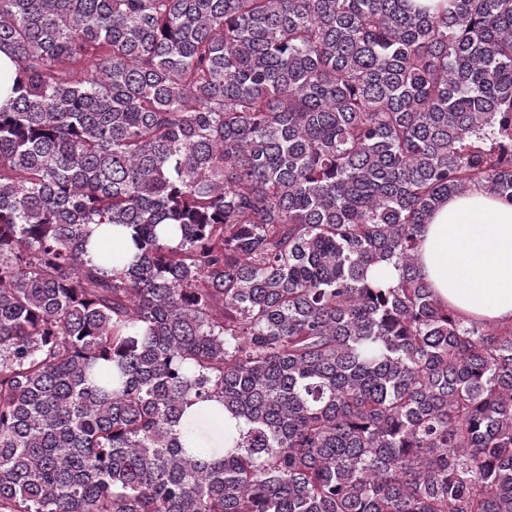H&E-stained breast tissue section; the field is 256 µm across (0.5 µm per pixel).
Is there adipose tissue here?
<instances>
[{"label": "adipose tissue", "instance_id": "adipose-tissue-1", "mask_svg": "<svg viewBox=\"0 0 512 512\" xmlns=\"http://www.w3.org/2000/svg\"><path fill=\"white\" fill-rule=\"evenodd\" d=\"M417 267L436 298L465 318L512 321V203L476 189L443 200Z\"/></svg>", "mask_w": 512, "mask_h": 512}]
</instances>
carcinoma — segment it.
<instances>
[{"label": "carcinoma", "mask_w": 512, "mask_h": 512, "mask_svg": "<svg viewBox=\"0 0 512 512\" xmlns=\"http://www.w3.org/2000/svg\"><path fill=\"white\" fill-rule=\"evenodd\" d=\"M1 48L0 512H512V322L416 265L512 201V0H0ZM216 411L210 410V407L196 403L190 405L186 408L185 414L181 420V425L184 430H190L193 435L189 437L186 442V447L188 452L192 453L195 451V448L198 447V429L196 428L200 425L202 428H205L207 422L211 420V415Z\"/></svg>", "instance_id": "obj_1"}]
</instances>
